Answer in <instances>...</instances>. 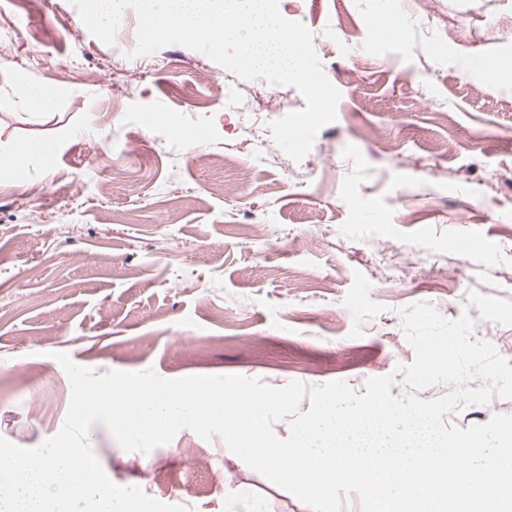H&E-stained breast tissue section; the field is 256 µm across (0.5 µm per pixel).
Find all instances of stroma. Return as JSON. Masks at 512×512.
Here are the masks:
<instances>
[{
  "instance_id": "stroma-1",
  "label": "stroma",
  "mask_w": 512,
  "mask_h": 512,
  "mask_svg": "<svg viewBox=\"0 0 512 512\" xmlns=\"http://www.w3.org/2000/svg\"><path fill=\"white\" fill-rule=\"evenodd\" d=\"M279 6L341 98L301 161L260 163L246 127L304 108L294 87L180 45L128 56L70 0H0V152L58 141L52 165L0 178V437L34 448L61 430L57 352L99 374L360 392L413 361L398 310L428 302L512 360V92L461 68L512 65V0ZM21 80L53 95L49 114ZM89 444L115 484L193 512H313L225 469L218 437L183 430L143 454L97 424Z\"/></svg>"
}]
</instances>
